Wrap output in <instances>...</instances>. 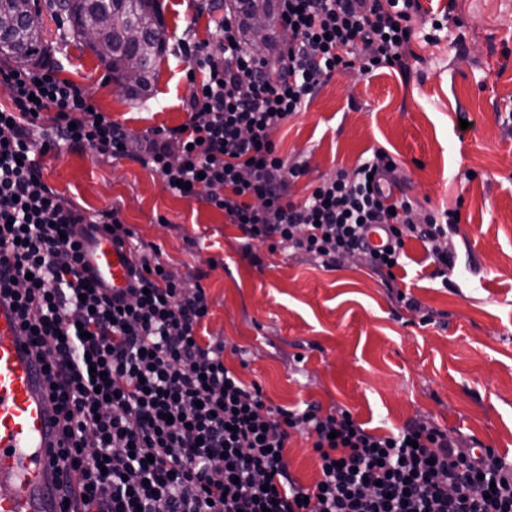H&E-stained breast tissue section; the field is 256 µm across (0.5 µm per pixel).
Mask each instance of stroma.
Listing matches in <instances>:
<instances>
[{
  "label": "stroma",
  "instance_id": "obj_1",
  "mask_svg": "<svg viewBox=\"0 0 512 512\" xmlns=\"http://www.w3.org/2000/svg\"><path fill=\"white\" fill-rule=\"evenodd\" d=\"M159 3L171 39L223 42L221 13L196 12L191 0ZM420 3L408 73L336 75L271 139L306 169L289 187L296 203L337 171L386 152L397 166L394 196H408L420 214H459L447 279L433 277L416 240L406 243L394 290L357 258L330 270L266 243L244 249L223 211L173 194L130 159L63 146L40 158V172L85 211L119 209L164 265L202 284L210 309L200 337L223 343L225 365L258 384L268 406L342 408L377 435L424 419L512 458V0ZM41 17L57 78L98 110L135 135L185 122L183 103L204 78L194 61L167 49L151 98L133 100L89 48L61 41L50 10ZM401 291L422 313L399 302ZM285 455L298 483L312 486L311 439L292 435Z\"/></svg>",
  "mask_w": 512,
  "mask_h": 512
}]
</instances>
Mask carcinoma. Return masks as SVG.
<instances>
[{"label": "carcinoma", "instance_id": "obj_1", "mask_svg": "<svg viewBox=\"0 0 512 512\" xmlns=\"http://www.w3.org/2000/svg\"><path fill=\"white\" fill-rule=\"evenodd\" d=\"M19 0H0V59L28 60L40 55L45 43L41 36L40 13L31 11L25 19L18 18ZM243 36H252L249 46L262 57L275 48L264 33L256 31L254 20H262L266 31L278 22L272 0H240ZM66 22L73 37L85 42L93 34L108 44L112 55L99 60L112 72V80L131 98L142 99L150 95L157 60L166 51L165 25L158 0H75L69 7ZM141 67L140 79L132 84L126 81V69L131 61Z\"/></svg>", "mask_w": 512, "mask_h": 512}]
</instances>
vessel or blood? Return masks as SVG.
<instances>
[{"mask_svg":"<svg viewBox=\"0 0 512 512\" xmlns=\"http://www.w3.org/2000/svg\"><path fill=\"white\" fill-rule=\"evenodd\" d=\"M85 250L88 275L115 292L130 286L132 259L109 235L90 231ZM53 417L41 366L0 303V512H62Z\"/></svg>","mask_w":512,"mask_h":512,"instance_id":"1","label":"vessel or blood"}]
</instances>
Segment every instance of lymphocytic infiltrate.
<instances>
[{
  "label": "lymphocytic infiltrate",
  "mask_w": 512,
  "mask_h": 512,
  "mask_svg": "<svg viewBox=\"0 0 512 512\" xmlns=\"http://www.w3.org/2000/svg\"><path fill=\"white\" fill-rule=\"evenodd\" d=\"M206 6L224 12V44L209 52L178 41L206 73L181 128L136 136L47 64L0 68L13 101L0 106V300L46 367L62 497L76 472L81 512H512V459L480 442L426 422L378 436L341 408L266 406L259 385L225 366L223 344L198 342L206 292L164 269L156 245L134 254L122 293L85 277L77 225L109 228L122 248L134 233L119 211L84 212L44 183L39 157L65 144L148 166L180 196L222 210L246 239L329 269L359 253L394 286L410 238L423 242L435 276L452 266V225L433 215L415 223L413 202L393 200L386 184L396 164L386 153L297 204L288 188L304 169L270 138L338 72H407L420 0H279L292 40L270 58L242 48L235 6ZM374 224L385 226L388 246L367 241ZM294 433L313 440L319 479L310 488L288 469Z\"/></svg>",
  "instance_id": "f902f5d3"
}]
</instances>
